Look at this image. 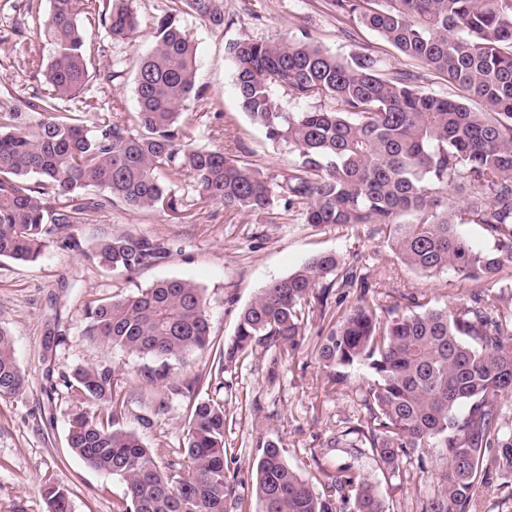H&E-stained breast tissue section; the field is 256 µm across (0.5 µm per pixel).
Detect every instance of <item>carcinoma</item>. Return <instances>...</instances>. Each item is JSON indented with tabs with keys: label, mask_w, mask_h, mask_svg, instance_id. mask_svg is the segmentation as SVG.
<instances>
[{
	"label": "carcinoma",
	"mask_w": 512,
	"mask_h": 512,
	"mask_svg": "<svg viewBox=\"0 0 512 512\" xmlns=\"http://www.w3.org/2000/svg\"><path fill=\"white\" fill-rule=\"evenodd\" d=\"M169 2L153 22L150 51L136 62L137 112L101 108L89 128L78 114L93 103L81 91L124 76L116 63L89 70V27L134 41L141 22L133 0H51L49 14L33 18L50 48L47 63L32 61L44 84L33 94L0 93V258L34 262L59 229L88 224L115 201L174 208L165 173L190 178L200 199L227 211L262 212L281 201L306 224H376L407 266L473 289L442 306L400 291L383 306L367 300L357 261L319 254L262 288L223 343L211 338L204 290L188 280L93 300L86 336L154 361L143 373L151 385L206 352L217 396L192 405L183 446L162 468L136 434L118 427L126 396L115 370L79 368L67 387L102 411L74 420L71 452L124 481L112 512H249L226 464L224 373L271 350V363L288 360L318 313L331 323L317 347L329 379L344 383L342 369L354 364L370 373L356 393L365 425L325 447L368 451L392 474L405 458L434 462L437 491L419 512H478L489 476L512 477V284L496 278L512 269V0H329L336 15L409 59L406 69H390L372 52L332 54L306 36L228 43L242 110L294 154L281 184L222 146L190 143L189 120L206 114L209 102L179 14L190 10L218 37L224 0ZM427 73L457 94L422 89ZM278 86L330 105L287 110L274 96ZM468 225L481 228L488 247L461 233ZM165 254L145 236L120 235L97 246L94 258L135 273ZM23 384L12 338L0 328V395ZM320 474L301 476L281 442L265 441L252 483L257 512H391L353 466ZM43 495L48 512H69L66 490L50 484Z\"/></svg>",
	"instance_id": "carcinoma-1"
}]
</instances>
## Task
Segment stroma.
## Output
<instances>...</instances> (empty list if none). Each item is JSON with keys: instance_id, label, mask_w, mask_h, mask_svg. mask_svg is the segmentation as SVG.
I'll list each match as a JSON object with an SVG mask.
<instances>
[{"instance_id": "obj_1", "label": "stroma", "mask_w": 512, "mask_h": 512, "mask_svg": "<svg viewBox=\"0 0 512 512\" xmlns=\"http://www.w3.org/2000/svg\"><path fill=\"white\" fill-rule=\"evenodd\" d=\"M168 6V0H134L141 34L132 44L111 41L104 30L93 29L94 65L116 60L134 65L150 50L152 22ZM50 8V0H0L1 93L17 86L30 92L39 89L28 60L48 56L49 48L34 38L29 57L12 52V25L24 21L26 11L44 16ZM180 24L197 46V81L210 102L208 117L191 123L194 145L214 147L228 135L240 136L247 162L278 177L291 169L293 156L287 144L269 140L265 129L241 111L227 43L275 42L304 31L335 54L373 51L390 67L407 64L375 32L336 16L326 0H224L220 37L190 13L181 14ZM168 185L177 211H137L117 202L101 210L93 223L73 224L52 236L36 262L0 259V328L10 333L24 376L18 393L0 396V512H47L42 495L46 480L68 491L71 512H112L113 501L123 497L120 478L88 468L68 448L73 418L91 410L65 384L77 368L107 365L117 370L128 399L119 425L137 434L162 464L184 437L191 405L213 393L209 361L196 353L186 366L172 369L176 378L187 368L201 373L194 392L170 396L167 406H159L157 388L142 384L147 359L84 336L83 309L90 300L131 296L163 279H186L203 288L211 334L222 342L233 336L240 312L260 288L319 253L358 256L375 298L384 305L400 290L424 294L441 305L463 296L469 287L445 273L429 277L407 267L372 225L354 231L308 224L302 215L280 208L236 214L200 200L187 177L169 179ZM124 234L156 240L166 249L164 258L135 274L112 271L85 258V250ZM327 328L320 317H313L300 349L276 367V382L268 380L271 365L266 357L246 361L234 373V396L225 405L230 422L225 444L235 455L228 467L240 481L241 494L252 493L259 442L281 441L289 464L307 476L314 470L312 453L329 436L366 419L365 409L353 401L366 371L352 367L345 384H334L313 352ZM145 417L151 419V428L142 427ZM322 461L330 469L350 464L362 471L395 512H416L420 498L437 488L434 465L414 459L404 461L393 477L383 473L372 455L356 457L343 448Z\"/></svg>"}]
</instances>
